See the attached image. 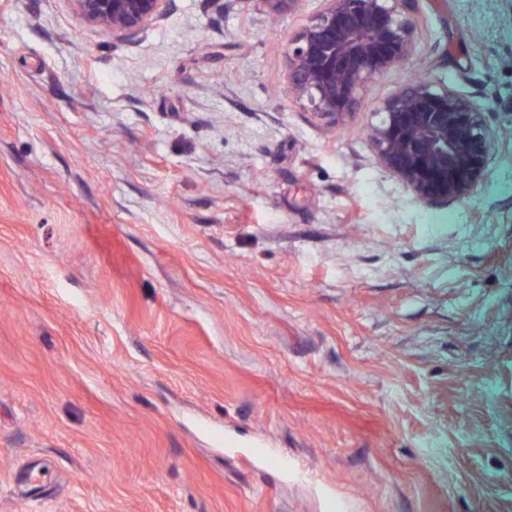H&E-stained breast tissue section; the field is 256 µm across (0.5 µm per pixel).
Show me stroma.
<instances>
[{
	"instance_id": "obj_1",
	"label": "stroma",
	"mask_w": 512,
	"mask_h": 512,
	"mask_svg": "<svg viewBox=\"0 0 512 512\" xmlns=\"http://www.w3.org/2000/svg\"><path fill=\"white\" fill-rule=\"evenodd\" d=\"M322 8L0 0V512H512V0H417L336 127L281 93ZM416 75L499 133L463 202L375 160ZM88 23L112 31V37L136 36L161 19L173 0H72Z\"/></svg>"
}]
</instances>
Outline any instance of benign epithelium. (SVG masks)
<instances>
[{
    "label": "benign epithelium",
    "mask_w": 512,
    "mask_h": 512,
    "mask_svg": "<svg viewBox=\"0 0 512 512\" xmlns=\"http://www.w3.org/2000/svg\"><path fill=\"white\" fill-rule=\"evenodd\" d=\"M88 23L118 39L161 19L173 0H73ZM324 8L288 44V99L334 126L353 115L366 88L415 54L413 0H323ZM486 108L427 79L384 100L368 135L380 167L420 202L446 207L485 180L498 133Z\"/></svg>",
    "instance_id": "obj_1"
}]
</instances>
